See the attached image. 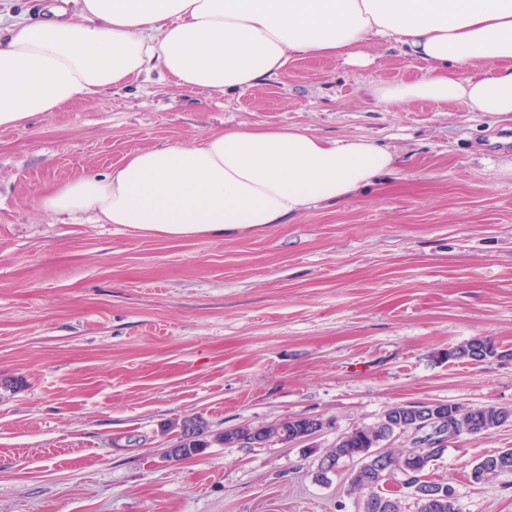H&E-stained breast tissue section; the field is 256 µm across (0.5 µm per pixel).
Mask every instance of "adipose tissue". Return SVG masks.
I'll list each match as a JSON object with an SVG mask.
<instances>
[{
	"label": "adipose tissue",
	"instance_id": "obj_1",
	"mask_svg": "<svg viewBox=\"0 0 512 512\" xmlns=\"http://www.w3.org/2000/svg\"><path fill=\"white\" fill-rule=\"evenodd\" d=\"M47 13L0 39L1 128L155 69L176 87L222 92L256 86L297 55L365 67L371 40L400 43L427 66L416 81L377 88L380 100L512 113V0H79L76 16L56 5ZM395 166L365 139L223 129L136 151L106 175L50 190L40 207L167 239L259 232L345 200Z\"/></svg>",
	"mask_w": 512,
	"mask_h": 512
}]
</instances>
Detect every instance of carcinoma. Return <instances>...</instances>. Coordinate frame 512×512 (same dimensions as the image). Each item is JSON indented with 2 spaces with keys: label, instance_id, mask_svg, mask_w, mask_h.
Masks as SVG:
<instances>
[{
  "label": "carcinoma",
  "instance_id": "carcinoma-1",
  "mask_svg": "<svg viewBox=\"0 0 512 512\" xmlns=\"http://www.w3.org/2000/svg\"><path fill=\"white\" fill-rule=\"evenodd\" d=\"M497 355L494 345L487 339L477 338L464 343L449 354V358L459 361H483ZM448 421L455 429L463 431L471 436L485 435L488 432L512 422V410L496 408L492 406L463 407L454 404H446ZM402 429H411L417 421L408 406L395 405L387 409L381 419L369 426L356 427L336 439L333 448L329 449L325 456L337 462L348 459L358 460L365 456L373 443L389 438L392 425ZM230 434L225 430L214 436L209 434L207 425L202 427L191 437L185 439L180 448L183 453L173 456L175 460L191 459L201 453L212 443L224 442V437ZM433 462L431 458L419 457L415 461V483L420 488L448 487V484L432 480L428 477V471ZM512 474V449L501 451L497 454L487 455L477 460L470 471L471 480L480 483L493 477ZM350 486L365 494L363 500V512H402L400 498L393 497L385 492L379 479V472L374 467H365L361 470L354 469L350 477ZM415 512H458L456 498L443 496L435 507L430 509L422 504V500L414 498Z\"/></svg>",
  "mask_w": 512,
  "mask_h": 512
}]
</instances>
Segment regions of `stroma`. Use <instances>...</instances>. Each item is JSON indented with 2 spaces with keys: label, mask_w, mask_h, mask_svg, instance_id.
<instances>
[{
  "label": "stroma",
  "mask_w": 512,
  "mask_h": 512,
  "mask_svg": "<svg viewBox=\"0 0 512 512\" xmlns=\"http://www.w3.org/2000/svg\"><path fill=\"white\" fill-rule=\"evenodd\" d=\"M370 66L295 57L239 91L136 79L0 129V512H362L343 433L416 402L512 410V114L387 104L420 77L387 43ZM362 138L393 173L255 234L160 239L55 216L47 189L128 154L234 127ZM487 337L482 362L449 348ZM211 432L315 417L311 440L213 443L183 461L171 422ZM512 423L449 441L429 471L459 512H512V475L470 478Z\"/></svg>",
  "instance_id": "stroma-1"
}]
</instances>
